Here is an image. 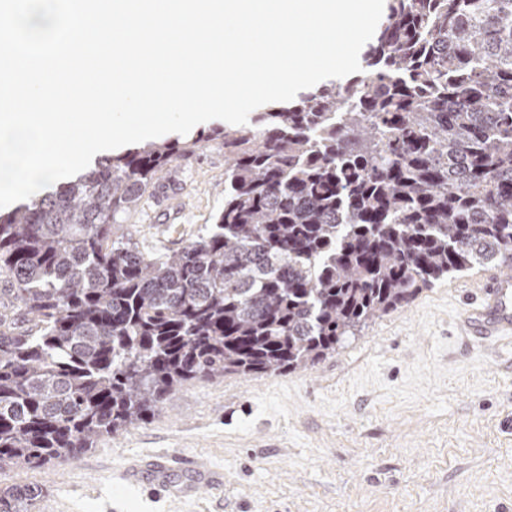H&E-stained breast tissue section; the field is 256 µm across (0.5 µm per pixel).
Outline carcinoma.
Returning <instances> with one entry per match:
<instances>
[{
	"label": "carcinoma",
	"instance_id": "carcinoma-1",
	"mask_svg": "<svg viewBox=\"0 0 512 512\" xmlns=\"http://www.w3.org/2000/svg\"><path fill=\"white\" fill-rule=\"evenodd\" d=\"M224 147V209L154 256L121 222ZM512 266V0H388L363 76L98 158L0 213V470L75 459L192 380L336 353L435 281ZM39 489L0 488V512Z\"/></svg>",
	"mask_w": 512,
	"mask_h": 512
}]
</instances>
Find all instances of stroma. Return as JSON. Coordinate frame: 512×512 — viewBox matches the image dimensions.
I'll return each instance as SVG.
<instances>
[{
  "instance_id": "obj_1",
  "label": "stroma",
  "mask_w": 512,
  "mask_h": 512,
  "mask_svg": "<svg viewBox=\"0 0 512 512\" xmlns=\"http://www.w3.org/2000/svg\"><path fill=\"white\" fill-rule=\"evenodd\" d=\"M224 208V150L163 171L126 216L141 249L178 250ZM471 272L367 322L306 370L186 383L148 422L74 461L1 471L32 484L31 512H512V343L462 334ZM222 472L221 491L177 499L133 488L129 458Z\"/></svg>"
}]
</instances>
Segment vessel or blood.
I'll return each mask as SVG.
<instances>
[{"instance_id":"obj_1","label":"vessel or blood","mask_w":512,"mask_h":512,"mask_svg":"<svg viewBox=\"0 0 512 512\" xmlns=\"http://www.w3.org/2000/svg\"><path fill=\"white\" fill-rule=\"evenodd\" d=\"M475 296L461 310L458 325L462 332L488 342L512 339V273H485L471 280ZM170 469L167 460L155 459L134 462L127 471L128 480L145 478L165 481Z\"/></svg>"}]
</instances>
